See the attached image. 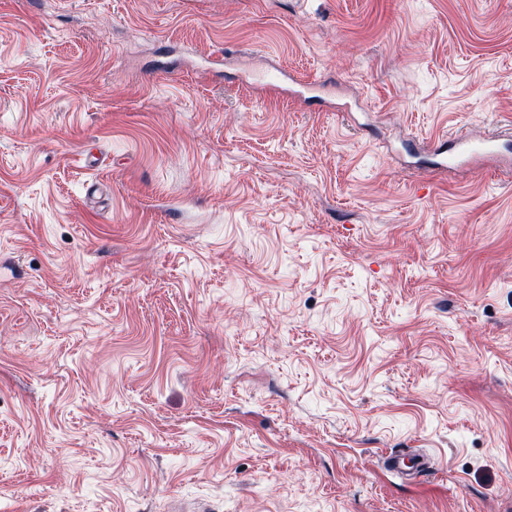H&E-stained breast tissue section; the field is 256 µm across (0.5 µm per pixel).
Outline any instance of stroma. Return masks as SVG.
<instances>
[{"mask_svg":"<svg viewBox=\"0 0 512 512\" xmlns=\"http://www.w3.org/2000/svg\"><path fill=\"white\" fill-rule=\"evenodd\" d=\"M509 124L512 0H0V512H512ZM508 132H500L494 136L480 139L468 140L463 139L458 143V148L461 154L466 155L472 159L477 160H490L495 156L498 143L507 138L512 139V127L509 125Z\"/></svg>","mask_w":512,"mask_h":512,"instance_id":"35a3bbf8","label":"stroma"}]
</instances>
